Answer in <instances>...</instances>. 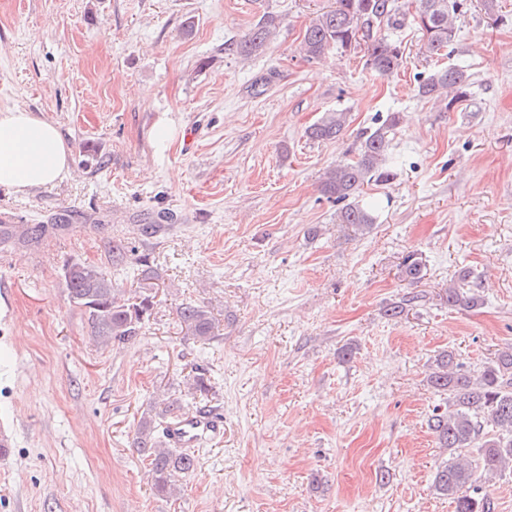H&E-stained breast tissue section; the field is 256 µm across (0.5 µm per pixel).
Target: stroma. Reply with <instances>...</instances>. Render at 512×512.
<instances>
[{"instance_id":"obj_1","label":"stroma","mask_w":512,"mask_h":512,"mask_svg":"<svg viewBox=\"0 0 512 512\" xmlns=\"http://www.w3.org/2000/svg\"><path fill=\"white\" fill-rule=\"evenodd\" d=\"M333 5L0 0V110L56 123L71 150L62 180L0 187V213L22 223L69 217L38 248L0 247V427L14 434L0 512H454L432 488L449 453L428 426L446 398L427 378L441 352L476 375L512 348V0L492 13L467 0L441 62L465 68L471 95L448 110L417 94L433 63L412 23L394 33L403 65L389 77L358 48L300 55ZM268 12L273 40L238 54ZM336 110L339 138L306 137ZM392 112L394 177L364 186L380 209L363 234L320 183ZM162 212L170 226L144 237ZM412 252L424 268L409 282ZM143 255L151 315L98 348L63 267L98 266L132 293ZM465 271L479 304L449 307ZM185 302L211 310L209 342L181 326ZM170 396L220 409L224 435L162 495L132 440Z\"/></svg>"}]
</instances>
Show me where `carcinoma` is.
<instances>
[{
	"instance_id": "cac0c4a2",
	"label": "carcinoma",
	"mask_w": 512,
	"mask_h": 512,
	"mask_svg": "<svg viewBox=\"0 0 512 512\" xmlns=\"http://www.w3.org/2000/svg\"><path fill=\"white\" fill-rule=\"evenodd\" d=\"M462 0H413L412 20L422 31V54L427 58L455 40V19ZM407 13L397 0H336V6L313 16L306 26L301 52L307 59H321L334 50L364 47L366 65L381 76L397 72L403 55L388 31L401 27ZM276 30V18L267 15L237 45L244 56L265 50ZM469 76L456 65L436 68L418 85L424 99L445 102L444 109L467 100L470 96ZM347 113L326 112L306 130L311 140H333L343 132ZM401 123L400 113L393 112L380 126L363 133L357 157L336 164L321 181L320 191L326 198L343 204L339 220L361 232H369L376 222L374 211L359 201L365 184L390 179L384 167L392 148L393 131ZM65 228L63 224H6L0 221V244L13 243L29 248L39 247L44 239ZM423 264L417 254L405 257L401 278L421 279ZM64 285L70 301L88 315L100 342L125 343L138 336L151 315L154 296L147 293L126 295L125 291L103 271L78 262L65 266ZM449 307L473 308L479 300L463 287L448 289ZM178 315L190 335L200 342L211 339L215 321L211 311L202 305L186 302ZM429 385L448 396V410L436 412L430 429L441 447L448 449L454 461L438 467L433 478L434 491L453 499L455 512H494V502L480 485L477 469L485 473L512 468V349L498 352L476 376L461 372L455 355L446 351L435 359V369L428 377ZM183 410L175 400L164 404L155 418L140 420L133 445L148 461L154 489L162 494L177 492L175 478L194 471L195 452L164 448L156 432L163 419Z\"/></svg>"
}]
</instances>
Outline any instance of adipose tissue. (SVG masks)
<instances>
[{
    "mask_svg": "<svg viewBox=\"0 0 512 512\" xmlns=\"http://www.w3.org/2000/svg\"><path fill=\"white\" fill-rule=\"evenodd\" d=\"M71 152L58 126L16 106L0 111V187L24 193L61 178Z\"/></svg>",
    "mask_w": 512,
    "mask_h": 512,
    "instance_id": "ef3b65f1",
    "label": "adipose tissue"
}]
</instances>
